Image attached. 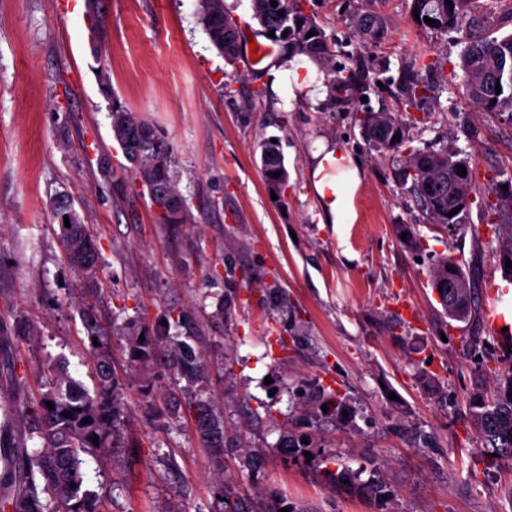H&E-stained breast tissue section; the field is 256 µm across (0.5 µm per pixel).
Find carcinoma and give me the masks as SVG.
Instances as JSON below:
<instances>
[{
  "label": "carcinoma",
  "mask_w": 512,
  "mask_h": 512,
  "mask_svg": "<svg viewBox=\"0 0 512 512\" xmlns=\"http://www.w3.org/2000/svg\"><path fill=\"white\" fill-rule=\"evenodd\" d=\"M252 0L254 18L268 32H274L282 46L301 52L328 68L333 56L331 43L315 19L303 12L301 0ZM412 0V8L419 10L418 25L427 26L422 17L438 21V28L461 34L464 47L460 53V68L469 100L485 112H506L512 117V32L492 36L486 14L480 12L478 0ZM200 20L214 48L232 62L239 51L238 26L224 8V0H200ZM360 37L369 45L379 43L385 35V22L371 14L356 20ZM313 36L306 37L309 31ZM500 92H495V86ZM363 85L354 71L345 77L337 76L328 82V100L340 108L349 107L364 93ZM429 92L428 87L412 78L403 82L407 102ZM111 126L114 138H123L120 147L126 160L132 164L136 178L147 188L151 203L162 195L181 197L171 171L172 148L157 131L136 113L121 104L112 106ZM360 122L369 143L380 153L397 159V179L418 200L423 212L434 223H464L474 190L470 161L460 153L448 149L424 151L410 146L406 127L386 113L366 112ZM400 140L392 142L395 134ZM261 162L270 188L281 192L287 181V172L276 145L267 141L262 146ZM466 168V175L457 174V166ZM280 176L275 177L273 173ZM458 213L449 215L453 209ZM54 217L58 223L69 219L70 227L63 228V243L71 263L82 273L97 267L99 253L94 236L81 224L71 204L64 198L54 202ZM507 235L497 250L499 265L512 261V220L506 225ZM443 314L456 321H468L478 312L474 288L462 268L451 256L443 257L432 272ZM88 341L93 352L95 390H83L66 374L49 369V379L39 398L26 401L19 411L33 417L39 424L38 434L43 448L18 454L13 447L0 445V512H96L95 497L83 488L85 456H103L110 448H117L123 440L122 383L112 370V347L98 332L97 326L86 322ZM128 337V359L132 363L148 361L160 345L180 346L173 351L172 369L189 387V405L193 407L196 432L209 449L214 461L222 463L224 456V420L203 398L202 384L207 380L204 356L194 353L177 337L168 334L151 336L116 332ZM51 402L54 408L47 407ZM471 419L485 444L501 460L512 462V369L500 375V383L493 397L475 392L469 398ZM70 412L66 418L63 413ZM87 418L89 422L81 423ZM98 440H93V437ZM287 459L303 456L311 445L294 438H281L275 444ZM334 479L349 481L355 492L381 498L383 480L360 481V474L350 469L334 473ZM219 498L224 500L225 512H249L245 491L231 479L220 478L217 484Z\"/></svg>",
  "instance_id": "carcinoma-1"
}]
</instances>
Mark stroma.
Listing matches in <instances>:
<instances>
[{"mask_svg": "<svg viewBox=\"0 0 512 512\" xmlns=\"http://www.w3.org/2000/svg\"><path fill=\"white\" fill-rule=\"evenodd\" d=\"M305 3L334 66L365 71L354 110L279 105L257 70L213 47L199 0H100L98 37L87 0H0V330L22 321L37 329L0 347V430L41 447L11 408L41 392L48 363L93 388L87 309L105 333L153 331L169 312L183 314L176 333L205 355L206 395L224 418L219 471L167 349L135 367L125 340L114 341L124 443L87 461L98 512H224L222 472L248 487L256 508L283 497L302 512H378L327 481L326 471L343 468L364 481L383 470L387 512H512V464H492L468 406L512 367L501 342L512 328L491 332L481 313L448 319L430 285L435 260L451 256L474 275L479 306L494 295L512 304L495 257L502 217L486 201L487 180H512V119L469 102L456 33L418 26L411 0ZM365 11L387 25L374 47L354 27ZM410 66L437 83L436 99L405 105L399 76ZM115 101L172 144L183 223H157L112 136ZM359 110L396 116L416 147L468 154L477 190L465 224L429 222L392 159L369 145ZM269 139L288 172L278 199L261 164ZM323 143L360 162L352 223H327L314 192L309 170ZM62 194L98 240L95 272L65 258L52 211ZM405 226L419 247L402 240ZM321 388L344 395V415L321 410ZM284 433L308 437L312 459L276 454Z\"/></svg>", "mask_w": 512, "mask_h": 512, "instance_id": "obj_1", "label": "stroma"}]
</instances>
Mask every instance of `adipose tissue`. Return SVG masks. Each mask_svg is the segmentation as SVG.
<instances>
[{
  "instance_id": "adipose-tissue-1",
  "label": "adipose tissue",
  "mask_w": 512,
  "mask_h": 512,
  "mask_svg": "<svg viewBox=\"0 0 512 512\" xmlns=\"http://www.w3.org/2000/svg\"><path fill=\"white\" fill-rule=\"evenodd\" d=\"M264 80L277 96L298 99L314 107L327 94L324 71L303 54L293 55L284 61H269ZM311 176L327 223H351L352 200L361 182L356 159L342 154L339 149H330L318 159Z\"/></svg>"
}]
</instances>
